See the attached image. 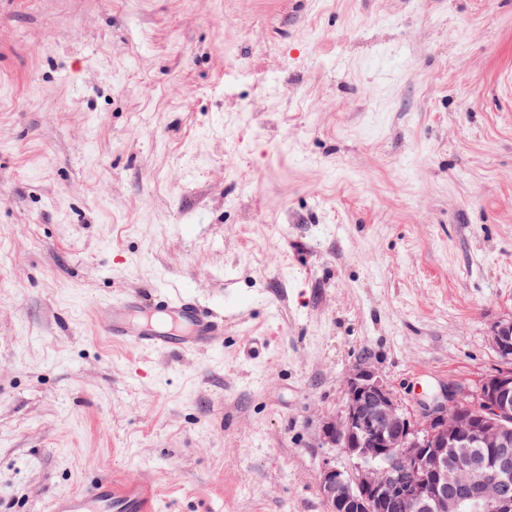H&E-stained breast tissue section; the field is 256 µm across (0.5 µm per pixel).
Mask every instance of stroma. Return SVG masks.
<instances>
[{
  "mask_svg": "<svg viewBox=\"0 0 512 512\" xmlns=\"http://www.w3.org/2000/svg\"><path fill=\"white\" fill-rule=\"evenodd\" d=\"M164 287L223 345L107 340ZM510 318L512 0H0V512H326L350 369L413 411ZM41 512H148L153 511L142 483H132L116 489L111 478L78 493L52 496Z\"/></svg>",
  "mask_w": 512,
  "mask_h": 512,
  "instance_id": "obj_1",
  "label": "stroma"
}]
</instances>
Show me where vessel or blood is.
I'll use <instances>...</instances> for the list:
<instances>
[{
    "instance_id": "obj_1",
    "label": "vessel or blood",
    "mask_w": 512,
    "mask_h": 512,
    "mask_svg": "<svg viewBox=\"0 0 512 512\" xmlns=\"http://www.w3.org/2000/svg\"><path fill=\"white\" fill-rule=\"evenodd\" d=\"M102 330L113 341L135 340L160 352L208 348L224 340V321L182 292L163 290L145 298L127 294L107 304L101 314ZM142 483L116 489L111 479H101L78 493L52 496L41 512H151Z\"/></svg>"
}]
</instances>
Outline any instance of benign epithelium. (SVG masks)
I'll return each mask as SVG.
<instances>
[{
  "label": "benign epithelium",
  "instance_id": "7a95c632",
  "mask_svg": "<svg viewBox=\"0 0 512 512\" xmlns=\"http://www.w3.org/2000/svg\"><path fill=\"white\" fill-rule=\"evenodd\" d=\"M491 340L512 362V319L496 323ZM344 390L322 439L352 467L323 463L328 512H512V367L422 402L417 415L366 361Z\"/></svg>",
  "mask_w": 512,
  "mask_h": 512
}]
</instances>
